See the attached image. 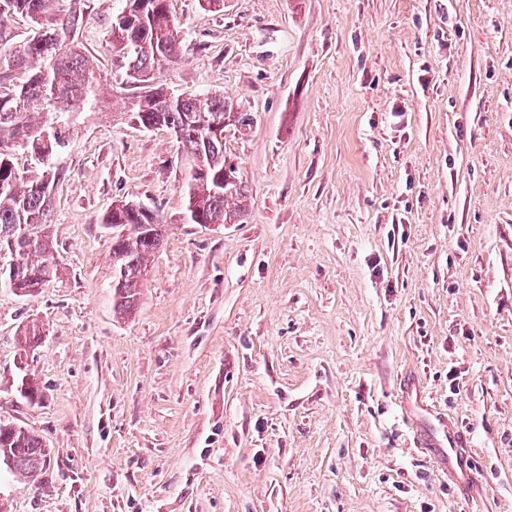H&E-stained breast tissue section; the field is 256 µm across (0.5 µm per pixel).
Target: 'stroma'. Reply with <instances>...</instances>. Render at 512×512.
Here are the masks:
<instances>
[{
    "mask_svg": "<svg viewBox=\"0 0 512 512\" xmlns=\"http://www.w3.org/2000/svg\"><path fill=\"white\" fill-rule=\"evenodd\" d=\"M122 6L86 0L75 35L103 87L53 161L63 274L0 288V420L52 450L0 470V512H512V0H169L162 82L256 116L224 138L240 224L185 223L183 150L125 122ZM119 200L166 226L125 317ZM409 381L465 435L477 500L415 447Z\"/></svg>",
    "mask_w": 512,
    "mask_h": 512,
    "instance_id": "35a3bbf8",
    "label": "stroma"
}]
</instances>
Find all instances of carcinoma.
<instances>
[{"mask_svg": "<svg viewBox=\"0 0 512 512\" xmlns=\"http://www.w3.org/2000/svg\"><path fill=\"white\" fill-rule=\"evenodd\" d=\"M66 1L68 8L60 6ZM169 0H125L112 18L110 48L119 69L140 89L124 112L127 121L150 130L164 127L189 158L182 183L189 224H239L247 216L248 189L225 182L224 140L216 131L232 120L244 132L255 116L222 94L176 95L159 75L181 59L182 39ZM85 0H0V256L7 262L0 288L33 296L62 274L53 252L49 216L50 184L60 177L53 158L68 145L75 112H93L101 80L77 49L74 33ZM29 21L20 37L4 26L16 17ZM18 150L35 156L38 173L17 169ZM112 228V312L130 315L139 305L148 259L164 242L165 225L149 207L119 204L104 217ZM35 323L20 330L26 348L42 343ZM51 449L27 428L0 421V466L26 477L49 466Z\"/></svg>", "mask_w": 512, "mask_h": 512, "instance_id": "cac0c4a2", "label": "carcinoma"}]
</instances>
